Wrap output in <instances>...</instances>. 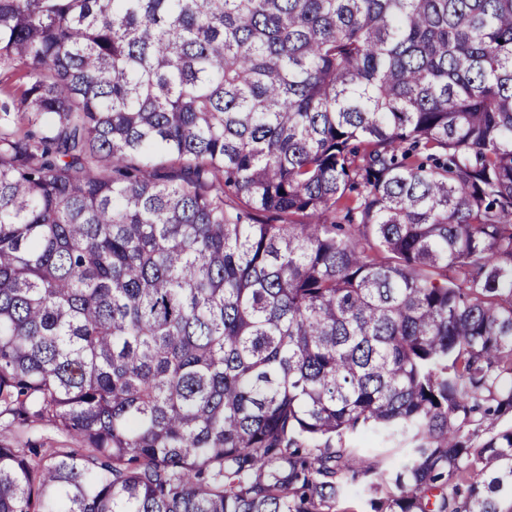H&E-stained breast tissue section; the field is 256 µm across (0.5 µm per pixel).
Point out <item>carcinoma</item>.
I'll return each instance as SVG.
<instances>
[{"label":"carcinoma","instance_id":"1","mask_svg":"<svg viewBox=\"0 0 512 512\" xmlns=\"http://www.w3.org/2000/svg\"><path fill=\"white\" fill-rule=\"evenodd\" d=\"M0 408V512H512V0H0ZM1 441L25 448H28L27 441H31L37 448H77L79 445L73 436L58 431L45 422L22 426L8 414L0 415V443ZM346 444L351 448H375L389 466L404 464L407 459V448L398 447L397 443L374 433L350 437L346 440Z\"/></svg>","mask_w":512,"mask_h":512}]
</instances>
